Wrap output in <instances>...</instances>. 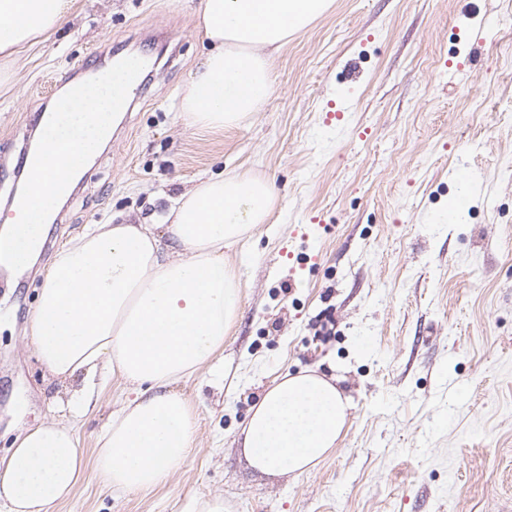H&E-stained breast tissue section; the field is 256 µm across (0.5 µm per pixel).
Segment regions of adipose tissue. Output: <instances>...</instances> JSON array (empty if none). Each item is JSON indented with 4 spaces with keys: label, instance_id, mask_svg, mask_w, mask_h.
Instances as JSON below:
<instances>
[{
    "label": "adipose tissue",
    "instance_id": "1",
    "mask_svg": "<svg viewBox=\"0 0 512 512\" xmlns=\"http://www.w3.org/2000/svg\"><path fill=\"white\" fill-rule=\"evenodd\" d=\"M329 0H201L211 46L192 79L187 125L230 128L273 89L270 54L305 28ZM73 0H0V53L50 35ZM275 189L248 174L214 176L182 193L164 234L151 224H95L62 247L47 270L30 326L34 353L59 382L82 379L67 401L73 420L99 399L104 378L134 391L98 437L96 476L125 492L152 490L187 459L194 417L173 388L223 348L241 304L226 246L266 223ZM335 379L302 370L275 382L241 430L249 466L302 474L331 453L348 421ZM84 472L71 423L23 429L0 456V512H52Z\"/></svg>",
    "mask_w": 512,
    "mask_h": 512
}]
</instances>
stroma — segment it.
<instances>
[{"label":"stroma","mask_w":512,"mask_h":512,"mask_svg":"<svg viewBox=\"0 0 512 512\" xmlns=\"http://www.w3.org/2000/svg\"><path fill=\"white\" fill-rule=\"evenodd\" d=\"M199 5L75 0L60 31L0 64L5 217L63 78L127 53L150 74L33 264L0 281V450L73 422L84 477L53 512H193L216 496L226 512H512V0H330L275 53L271 96L226 130L182 118L209 51ZM462 166L472 182L455 180ZM234 171L268 179L276 201L224 251L242 303L222 350L175 385L195 446L163 486L103 488L95 438L126 385L113 378L80 419L60 408L73 386L29 336L44 274L87 225L164 223L198 180ZM307 368L352 400L336 449L298 477L252 471L236 443L250 408Z\"/></svg>","instance_id":"stroma-1"}]
</instances>
